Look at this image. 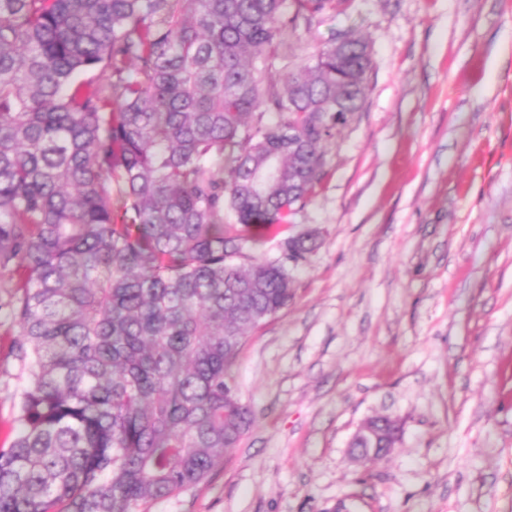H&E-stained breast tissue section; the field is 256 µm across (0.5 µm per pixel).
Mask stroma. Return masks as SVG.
Listing matches in <instances>:
<instances>
[{"label":"stroma","instance_id":"stroma-1","mask_svg":"<svg viewBox=\"0 0 512 512\" xmlns=\"http://www.w3.org/2000/svg\"><path fill=\"white\" fill-rule=\"evenodd\" d=\"M347 29L371 47L367 98L282 228L319 244L230 370L255 423L146 512H512V0H349L291 38L289 67ZM7 298L0 448L20 384ZM376 414L399 440L356 462Z\"/></svg>","mask_w":512,"mask_h":512}]
</instances>
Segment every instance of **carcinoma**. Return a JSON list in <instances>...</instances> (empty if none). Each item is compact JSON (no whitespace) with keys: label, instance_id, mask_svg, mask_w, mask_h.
<instances>
[{"label":"carcinoma","instance_id":"obj_1","mask_svg":"<svg viewBox=\"0 0 512 512\" xmlns=\"http://www.w3.org/2000/svg\"><path fill=\"white\" fill-rule=\"evenodd\" d=\"M346 2L0 0V288L22 371L0 512H144L249 430L229 371L317 235L240 260L327 179L371 54L345 31L286 89L274 73ZM399 433L372 417L351 448L380 458Z\"/></svg>","mask_w":512,"mask_h":512}]
</instances>
